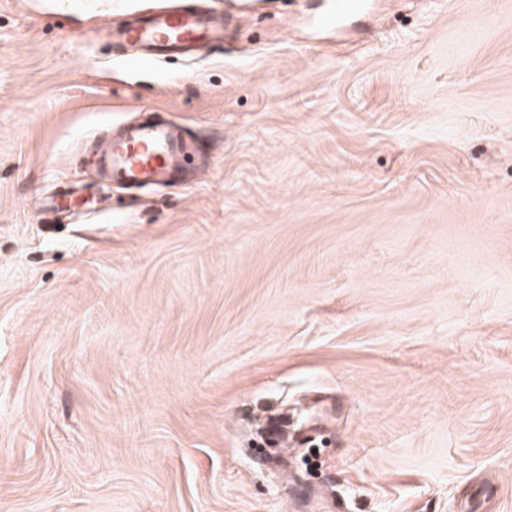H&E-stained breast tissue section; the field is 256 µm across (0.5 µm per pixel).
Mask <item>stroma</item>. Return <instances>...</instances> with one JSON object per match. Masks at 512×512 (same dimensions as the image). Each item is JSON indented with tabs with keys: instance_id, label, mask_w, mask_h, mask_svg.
<instances>
[{
	"instance_id": "stroma-1",
	"label": "stroma",
	"mask_w": 512,
	"mask_h": 512,
	"mask_svg": "<svg viewBox=\"0 0 512 512\" xmlns=\"http://www.w3.org/2000/svg\"><path fill=\"white\" fill-rule=\"evenodd\" d=\"M0 0V512H512V0ZM207 151L143 191L99 141ZM322 438L321 480L251 448ZM336 7L333 11L318 21V25L323 28L341 29L345 18L357 11L366 9L370 5L368 0H335ZM227 12H201L173 8L152 14L145 20L112 30L113 42L135 50L138 60L169 55H184L195 47L218 48L224 42V18Z\"/></svg>"
}]
</instances>
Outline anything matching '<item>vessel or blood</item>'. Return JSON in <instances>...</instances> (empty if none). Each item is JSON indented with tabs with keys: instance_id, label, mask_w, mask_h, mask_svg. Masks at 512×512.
Wrapping results in <instances>:
<instances>
[{
	"instance_id": "1",
	"label": "vessel or blood",
	"mask_w": 512,
	"mask_h": 512,
	"mask_svg": "<svg viewBox=\"0 0 512 512\" xmlns=\"http://www.w3.org/2000/svg\"><path fill=\"white\" fill-rule=\"evenodd\" d=\"M369 0H336L320 19L323 28H342L346 17L368 7ZM223 12L173 8L112 32L113 42L133 48L140 60L184 55L195 47H220L224 42ZM178 127L166 121L126 124L97 155V165L114 181L135 185L163 183L178 170L187 153Z\"/></svg>"
}]
</instances>
